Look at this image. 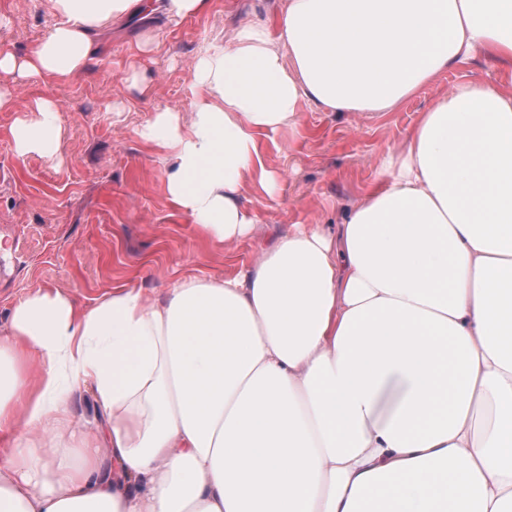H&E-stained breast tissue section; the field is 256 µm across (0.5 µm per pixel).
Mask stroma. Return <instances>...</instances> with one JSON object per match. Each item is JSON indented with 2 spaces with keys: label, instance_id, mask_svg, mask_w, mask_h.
Returning <instances> with one entry per match:
<instances>
[{
  "label": "stroma",
  "instance_id": "obj_1",
  "mask_svg": "<svg viewBox=\"0 0 512 512\" xmlns=\"http://www.w3.org/2000/svg\"><path fill=\"white\" fill-rule=\"evenodd\" d=\"M284 0H212L203 17L157 30L146 52L139 19L100 34L101 52L78 78L19 81L21 102L40 96L62 108L60 161L19 158L0 112V335L11 331L14 306L42 289L90 307L113 287L129 285L162 297L183 278L221 277L255 261L292 224H339L357 203L388 151L398 149L421 114L462 81L502 83L512 72L483 58L442 70L391 112H330L304 106L298 132L264 146L268 167L282 173L274 197L252 190L239 199L256 217L251 237L219 246L170 209L165 168L134 135L156 107L189 114V68L200 47L231 39L247 21L275 20ZM54 22L46 0H0V42L25 53ZM145 72L139 92L128 79Z\"/></svg>",
  "mask_w": 512,
  "mask_h": 512
}]
</instances>
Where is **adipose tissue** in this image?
I'll return each instance as SVG.
<instances>
[{
    "instance_id": "1",
    "label": "adipose tissue",
    "mask_w": 512,
    "mask_h": 512,
    "mask_svg": "<svg viewBox=\"0 0 512 512\" xmlns=\"http://www.w3.org/2000/svg\"><path fill=\"white\" fill-rule=\"evenodd\" d=\"M55 22L0 76L81 75L107 24L210 0H47ZM512 66V0H285L204 45L189 117L137 137L171 207L213 244L281 178L265 142L303 104L389 112L460 59ZM18 157L55 159L61 107L20 103ZM91 387L106 421L75 432ZM0 512H512V92L467 82L422 114L342 224H294L221 279L90 308L37 289L0 336Z\"/></svg>"
}]
</instances>
